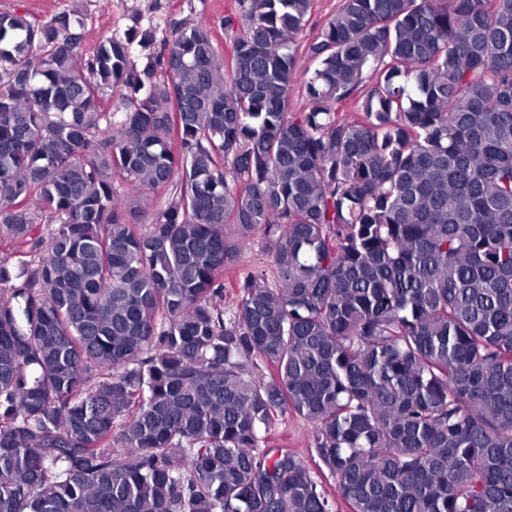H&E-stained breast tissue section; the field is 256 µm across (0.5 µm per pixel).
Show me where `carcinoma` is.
Here are the masks:
<instances>
[{
	"label": "carcinoma",
	"instance_id": "1",
	"mask_svg": "<svg viewBox=\"0 0 512 512\" xmlns=\"http://www.w3.org/2000/svg\"><path fill=\"white\" fill-rule=\"evenodd\" d=\"M236 3L0 13V512H512V0ZM235 0H0V12L25 14L40 24L58 13L76 11L83 21L79 54L87 59L105 35H121L132 29L150 31L153 47L166 40L175 25L206 22L213 33L220 59L231 51L234 32L224 29V16ZM338 1L339 0L313 1L309 22L300 35V38L304 43L312 40L320 32V29L326 20L336 11ZM265 260L262 235L260 232L254 233L250 246L240 256L239 270L247 272L255 269H264L262 262ZM312 428L313 426L310 422L288 413L276 422L267 440V445L287 446L296 451L309 462L321 481L330 485L331 495L337 498L336 491L334 490V481L328 476L326 471V475L321 473L310 458V448L308 446Z\"/></svg>",
	"mask_w": 512,
	"mask_h": 512
}]
</instances>
